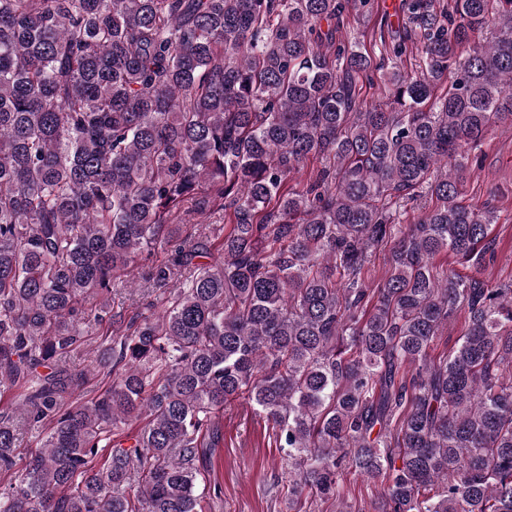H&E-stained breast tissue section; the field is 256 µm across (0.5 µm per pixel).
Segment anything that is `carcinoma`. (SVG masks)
<instances>
[{
  "instance_id": "1",
  "label": "carcinoma",
  "mask_w": 512,
  "mask_h": 512,
  "mask_svg": "<svg viewBox=\"0 0 512 512\" xmlns=\"http://www.w3.org/2000/svg\"><path fill=\"white\" fill-rule=\"evenodd\" d=\"M370 7L0 0V400L22 390L0 408V512H200L201 442L240 399L290 506L363 512L350 470L375 512H512V288L482 278L496 209L461 201L490 128L512 129V0H402L413 35L378 59L336 38ZM374 72L378 104L357 87ZM187 205L224 211L220 241L179 240ZM161 239L162 310L105 318ZM442 251L471 274L438 271ZM21 421L43 429L26 452ZM465 330V314L463 311H458L448 319V326L444 329L441 336H439L430 351L433 359L438 360L448 349L454 345L455 341L462 335ZM344 485L349 490L350 498L353 502L357 503L360 508L364 509L363 512H374L375 502L378 496V489L373 486H367L361 478L355 476L353 473H346L344 475Z\"/></svg>"
}]
</instances>
